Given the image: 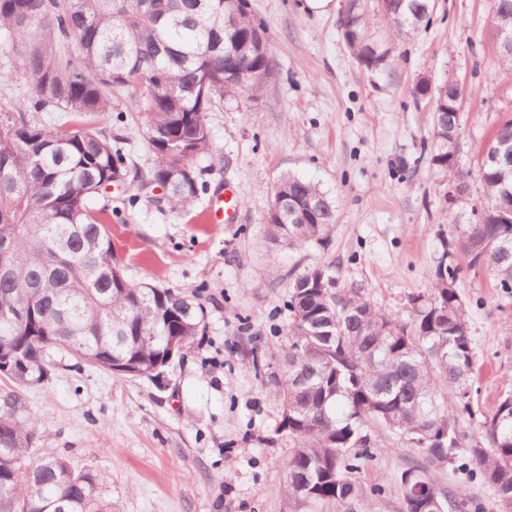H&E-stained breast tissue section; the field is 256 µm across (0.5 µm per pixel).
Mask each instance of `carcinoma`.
<instances>
[{"mask_svg": "<svg viewBox=\"0 0 512 512\" xmlns=\"http://www.w3.org/2000/svg\"><path fill=\"white\" fill-rule=\"evenodd\" d=\"M493 21L512 22V0H490ZM433 0H347L342 35L359 66L377 70L400 55L399 43L430 23ZM234 16L229 30L224 17ZM263 26L246 0H0V46L30 77V97L0 116V239L13 243V277L0 280V299L29 313L27 326L0 317V339L23 366L13 383L44 384L49 349L61 346L92 368L151 378L166 368L168 347H190L204 312L170 288L119 278L109 206L95 196L127 181L167 187L174 210L189 208L203 186L196 162L211 151L205 112L224 97H264L269 81L241 84L224 75L239 67H275L269 54L252 52L249 36ZM427 96L434 147L430 164L440 181L468 184L476 177L488 207L484 220L442 241L431 287L406 296L404 314L375 307L354 285L338 283L331 267L297 276L288 299V345L274 395L280 425L292 449L285 462L288 496L332 502L336 512H378L384 490L365 491L357 461L382 434L418 449L423 462L400 474L401 512H485L463 489L434 483L432 467H452L495 489L494 512H512V393L494 412L477 416L469 384L475 371L466 308L455 288L460 267H483L512 293V170L492 161L512 143V114L465 165L457 158L462 118L448 99L464 94L450 80ZM128 98L154 153L153 166L129 170L122 138L88 126L112 111V98ZM68 112L70 124L43 127L28 112ZM274 194L302 209L288 228L268 215L282 246L326 245L336 223L332 201L318 185L286 175ZM448 280H443V273ZM36 331L41 340L29 339ZM465 421L476 425L467 433ZM38 422L19 392L0 388V512H107L94 475L63 457L14 461L38 440Z\"/></svg>", "mask_w": 512, "mask_h": 512, "instance_id": "1", "label": "carcinoma"}]
</instances>
